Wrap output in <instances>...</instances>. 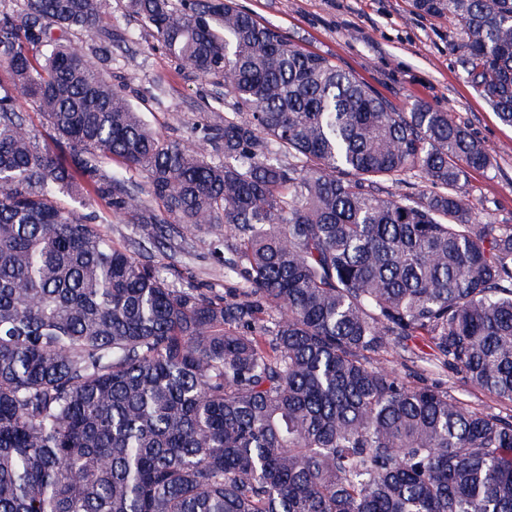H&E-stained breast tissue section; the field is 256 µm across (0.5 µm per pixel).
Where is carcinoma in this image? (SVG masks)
<instances>
[{
  "label": "carcinoma",
  "instance_id": "cac0c4a2",
  "mask_svg": "<svg viewBox=\"0 0 512 512\" xmlns=\"http://www.w3.org/2000/svg\"><path fill=\"white\" fill-rule=\"evenodd\" d=\"M414 5L459 26L512 126V0ZM104 12L0 0V512H512V224L474 221L464 191L485 146L232 0H125L224 89V119L166 138L109 79L137 56ZM415 176L427 192L385 190ZM114 215L142 239L112 241ZM201 229L237 296L153 264L146 243ZM393 348L503 410L411 384Z\"/></svg>",
  "mask_w": 512,
  "mask_h": 512
}]
</instances>
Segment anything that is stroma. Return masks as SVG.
Listing matches in <instances>:
<instances>
[{"label": "stroma", "instance_id": "35a3bbf8", "mask_svg": "<svg viewBox=\"0 0 512 512\" xmlns=\"http://www.w3.org/2000/svg\"><path fill=\"white\" fill-rule=\"evenodd\" d=\"M239 8L278 27L298 45L330 58L375 87L403 112L418 100L449 112L466 126L493 159L491 168L472 172L465 187L479 216L512 224V127L503 125L490 103L468 83L456 64L454 45L461 35L452 19L418 12L413 0H236ZM136 30L135 67L115 65L116 82L144 110L145 120L173 139L193 138L200 108L223 112L212 86L187 77L151 34ZM168 84L157 96L156 78ZM175 258L154 255L175 287L190 285L231 295L237 277L224 273V245L200 230L175 242ZM413 384L434 386L486 408L493 401L465 385L461 374L434 369L414 376Z\"/></svg>", "mask_w": 512, "mask_h": 512}]
</instances>
